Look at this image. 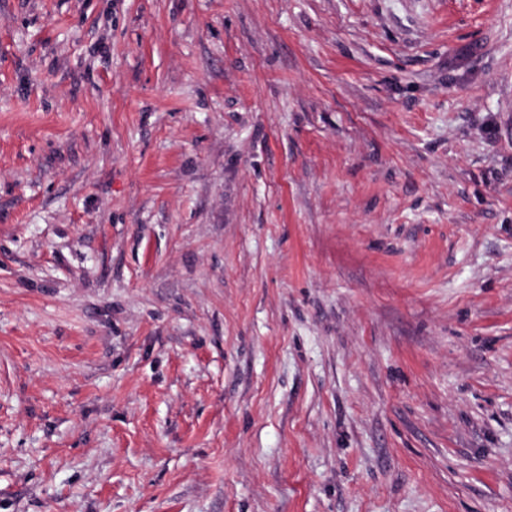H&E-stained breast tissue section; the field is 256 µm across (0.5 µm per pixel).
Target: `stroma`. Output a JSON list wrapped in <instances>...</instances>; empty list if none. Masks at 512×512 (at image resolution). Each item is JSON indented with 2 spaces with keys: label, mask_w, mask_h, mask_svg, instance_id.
<instances>
[{
  "label": "stroma",
  "mask_w": 512,
  "mask_h": 512,
  "mask_svg": "<svg viewBox=\"0 0 512 512\" xmlns=\"http://www.w3.org/2000/svg\"><path fill=\"white\" fill-rule=\"evenodd\" d=\"M0 512H512V0H0Z\"/></svg>",
  "instance_id": "obj_1"
}]
</instances>
